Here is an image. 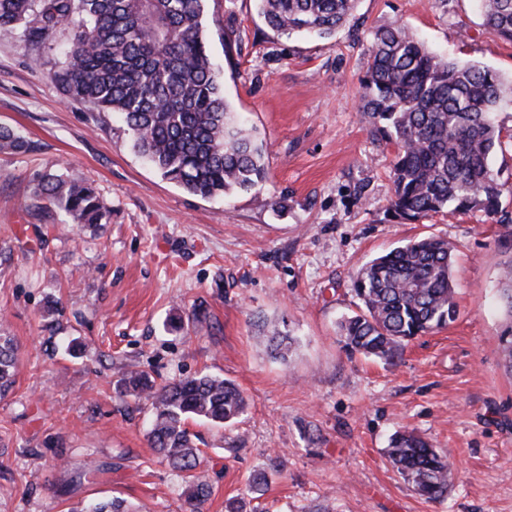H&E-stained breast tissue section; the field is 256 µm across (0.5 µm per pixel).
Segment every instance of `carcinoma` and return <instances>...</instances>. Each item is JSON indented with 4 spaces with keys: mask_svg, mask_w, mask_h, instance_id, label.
<instances>
[{
    "mask_svg": "<svg viewBox=\"0 0 512 512\" xmlns=\"http://www.w3.org/2000/svg\"><path fill=\"white\" fill-rule=\"evenodd\" d=\"M204 0H0V29H15L34 47L58 29L70 45L51 80L71 102L116 112L133 148L164 178L209 198L253 189L266 178L264 151L234 112L216 77L204 35ZM267 25L281 34L331 37L356 0H256ZM484 26L512 42V0H482ZM362 112L372 136L395 146L387 213L403 221L481 211L512 241V187L491 167L501 143L494 114L504 83L493 70L460 64L428 49L407 28L381 27L367 47ZM31 144L0 125V151ZM34 195L50 215L63 210L76 230L108 223L111 209L96 189L61 174H36ZM454 247L435 235L412 239L366 264L352 280L359 311L338 326L346 350L392 361L417 336L448 326L457 315ZM509 322L500 357L512 369V264L501 273ZM16 348L0 341V394L14 382ZM120 395L145 403L153 448L185 484L189 512H202L210 485L189 421L237 422L246 411L238 387L210 375L156 383L144 372L117 381ZM399 474L421 496L442 498L451 469L428 441L396 433L387 450ZM85 512H133L125 500L93 501Z\"/></svg>",
    "mask_w": 512,
    "mask_h": 512,
    "instance_id": "cac0c4a2",
    "label": "carcinoma"
}]
</instances>
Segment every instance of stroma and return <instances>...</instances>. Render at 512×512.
I'll use <instances>...</instances> for the list:
<instances>
[{
	"label": "stroma",
	"instance_id": "35a3bbf8",
	"mask_svg": "<svg viewBox=\"0 0 512 512\" xmlns=\"http://www.w3.org/2000/svg\"><path fill=\"white\" fill-rule=\"evenodd\" d=\"M402 24L437 54L512 79V44L487 32L478 0H358L335 35L272 30L255 0H204V34L224 95L266 152L255 189L204 199L138 155L118 115L68 103L17 32L0 30V125L34 151L0 154V323L19 347L0 398V512H81L120 497L138 512H187L180 478L151 448L149 412L120 396L124 370L163 382L209 374L248 408L234 424L189 422L212 495L204 512L264 492L250 512H512V374L499 355L502 228L480 212L392 219L394 148L360 105L367 45ZM91 183L108 224L75 236L43 223L35 173ZM435 235L456 247L458 316L394 362L346 351L351 278L373 257ZM185 326L169 327L170 316ZM298 342L275 355L270 326ZM428 440L453 469L429 501L386 458L396 431Z\"/></svg>",
	"mask_w": 512,
	"mask_h": 512
}]
</instances>
